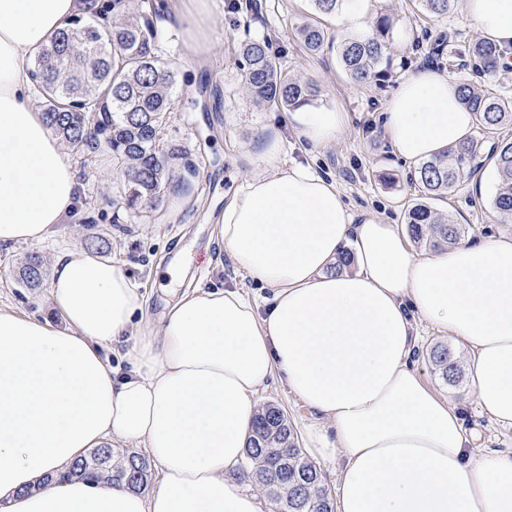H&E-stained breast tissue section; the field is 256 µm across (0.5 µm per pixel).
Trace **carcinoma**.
I'll list each match as a JSON object with an SVG mask.
<instances>
[{
  "mask_svg": "<svg viewBox=\"0 0 512 512\" xmlns=\"http://www.w3.org/2000/svg\"><path fill=\"white\" fill-rule=\"evenodd\" d=\"M85 11L35 54L32 79L43 102L47 128L73 151L101 146L121 160L125 168L124 208L136 214L159 205L174 187L168 157L158 147V137L173 107L174 72L154 53L156 33L149 21L127 16L101 22L96 0H84ZM318 15H333L349 0H310ZM422 13L439 18L450 12L455 0H418ZM394 22L381 13L368 33L348 39L339 50V61L349 79L364 86L382 76L393 45ZM300 42L311 53L326 45L327 31L318 22L297 28ZM244 85L252 101L276 109H296L318 96L310 81L288 76L270 52L266 39H252L241 49ZM476 70L494 74L503 56L497 44L484 38L467 49ZM460 101L475 116L488 138L498 139L490 158L499 185L492 209L512 220V140L500 130L512 122V97L459 85ZM482 143L470 138L455 148L423 162L409 177L418 183L424 198L442 197L473 179L482 169ZM408 234L421 246L440 248L456 243L466 227L452 224L419 202L408 211ZM43 263L31 255L20 270L27 288L40 285ZM442 379L455 383L460 370L445 346L430 352ZM243 478L279 502L280 512H333V502L322 486L317 466L299 448L286 412L275 404L263 406L254 422L246 448ZM65 476L125 484L143 491L151 481L149 460L131 450L111 446L96 448L77 459Z\"/></svg>",
  "mask_w": 512,
  "mask_h": 512,
  "instance_id": "cac0c4a2",
  "label": "carcinoma"
}]
</instances>
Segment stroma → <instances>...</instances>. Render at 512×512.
Returning <instances> with one entry per match:
<instances>
[{"label":"stroma","instance_id":"35a3bbf8","mask_svg":"<svg viewBox=\"0 0 512 512\" xmlns=\"http://www.w3.org/2000/svg\"><path fill=\"white\" fill-rule=\"evenodd\" d=\"M372 13L388 12L397 19L390 65L379 81L354 86L341 70L335 44L352 37L338 26L336 16L322 17L333 48L313 54L297 40V23L311 17L309 0H214L212 13L201 24L207 52H196L186 41L174 9L156 11V53L175 72L174 110L159 140L162 152L178 150L196 170L186 189L172 190L155 208L131 214L118 200L124 183L121 161L100 150L70 154L79 187V202L71 223L55 225L39 243L0 244V306L36 319L53 318L46 288L31 290L19 280L27 256H41L52 268L64 251L86 249L89 236L100 234L112 243L106 258L123 265L143 288L151 315L164 308L171 277L158 267V258L181 256L189 263L193 284L209 288H238L255 299L265 289L233 266L222 243L212 235L213 224L231 196L249 175L243 156L254 150L269 125L278 126L282 159L311 163L335 179L343 200L358 215L376 213L398 224L406 223L421 192L409 182L413 164L395 154L382 129L385 103L412 72L429 68L459 83L477 82L466 50L477 37L476 28L461 7L435 21L425 19L414 0H373ZM266 37L270 50L290 76L317 85L313 105L345 113L347 123L336 142L312 147L290 124L288 111L254 104L243 85L241 44ZM497 189L493 169L482 170L464 187L447 197L431 200V207L465 225V237L478 244L490 237L512 235V221L503 222L490 207ZM418 357L424 379L436 391L462 403L466 426L476 437L478 451L512 448V430L479 414L468 380L446 384L429 360L430 350L448 342L447 335L429 323L416 324Z\"/></svg>","mask_w":512,"mask_h":512}]
</instances>
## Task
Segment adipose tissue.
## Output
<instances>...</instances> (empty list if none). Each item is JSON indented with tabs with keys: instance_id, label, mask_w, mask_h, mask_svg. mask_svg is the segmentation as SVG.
Here are the masks:
<instances>
[{
	"instance_id": "ef3b65f1",
	"label": "adipose tissue",
	"mask_w": 512,
	"mask_h": 512,
	"mask_svg": "<svg viewBox=\"0 0 512 512\" xmlns=\"http://www.w3.org/2000/svg\"><path fill=\"white\" fill-rule=\"evenodd\" d=\"M488 40L512 44V0H462ZM80 0H0V243L43 241L76 207L75 171L32 104L31 59ZM301 139L335 142L333 110L292 113ZM448 75L423 70L387 100L384 132L405 161L469 138ZM264 133L214 234L269 290L195 287L157 330L148 298L110 259L60 254L48 284L59 323L0 308V512H264L239 477L261 392L280 379L323 419L311 448L338 463L335 512H512V451L480 454L462 408L412 354L425 320L463 347L482 412L512 428V237L414 254L401 225L356 217L335 181L281 162ZM351 269L336 270L342 252ZM124 342L122 366L104 351ZM120 439L161 471L142 492L62 474Z\"/></svg>"
}]
</instances>
